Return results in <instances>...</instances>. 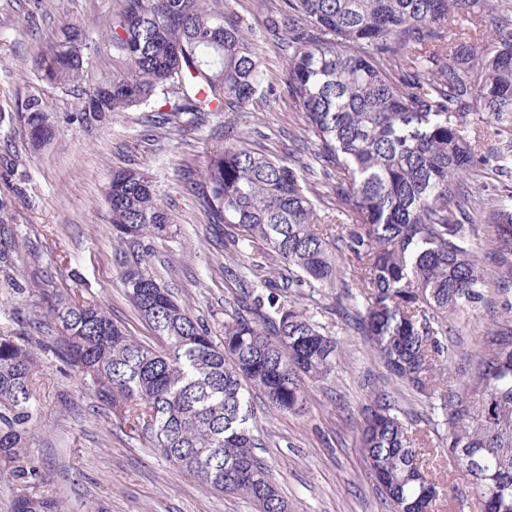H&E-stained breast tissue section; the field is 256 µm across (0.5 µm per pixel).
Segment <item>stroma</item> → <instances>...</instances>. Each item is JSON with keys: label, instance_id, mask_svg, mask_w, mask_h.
Segmentation results:
<instances>
[{"label": "stroma", "instance_id": "35a3bbf8", "mask_svg": "<svg viewBox=\"0 0 512 512\" xmlns=\"http://www.w3.org/2000/svg\"><path fill=\"white\" fill-rule=\"evenodd\" d=\"M249 24V36L262 49L264 79L251 103L212 116L204 126L158 137L139 109L115 116L104 130L89 135L68 131L46 150L29 148L23 128L0 125V197L12 203V218L0 224V248L9 252L14 284L38 280L46 291H68L98 302L139 339L153 341L127 300L113 256L104 194L114 171L145 168L171 200L178 237L155 240L153 262L178 302L209 328L224 335V319L236 291L224 278L230 259L211 245L213 227L181 175L202 173L210 155L238 132L250 130L252 145L275 153L287 150L301 120L284 89V60L266 37L253 0H231ZM111 0H0V113L18 111L26 84L35 80V58L64 20L97 31ZM0 283V324L24 326L42 343L54 333L39 297L13 293ZM330 298L302 300L310 315L344 343V360L329 379L309 384L305 410L286 414L255 405L258 454L269 466L289 512H389L357 446V421L371 402L372 386L395 390L401 409L423 410L375 358L369 342L325 311ZM512 320V301L485 292L474 314L455 321L447 366L455 387L480 353L486 328ZM40 425L31 454L42 483L33 496L56 499L61 512H254L245 499L214 494L192 473L176 468L129 430L116 427L111 408L48 351L39 352L34 375ZM440 483L439 512H479L476 500L453 462L434 464Z\"/></svg>", "mask_w": 512, "mask_h": 512}]
</instances>
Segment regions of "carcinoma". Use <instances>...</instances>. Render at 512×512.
Returning <instances> with one entry per match:
<instances>
[{
    "label": "carcinoma",
    "instance_id": "1",
    "mask_svg": "<svg viewBox=\"0 0 512 512\" xmlns=\"http://www.w3.org/2000/svg\"><path fill=\"white\" fill-rule=\"evenodd\" d=\"M507 0H258L285 61L288 98L302 121L288 155L256 151L248 136L213 155L204 176H182L221 231L218 245L248 271L215 343L154 270L152 242L172 239V205L144 168L116 172L105 202L115 261L138 317L166 344L131 336L95 302L30 288L57 331L49 346L98 401L207 489L256 512H287L250 421L260 394L299 413L305 383L334 374L342 341L298 306L316 294L365 336L379 360L423 399L434 435L414 433L390 392H373L358 444L392 512H433L429 458L464 456L481 512H512V321L482 337L462 390L445 367L451 321L483 290L512 289V186L474 193L462 176L512 163V15ZM473 28L449 36L457 17ZM489 25L493 37L480 41ZM112 60V74L89 75ZM20 112L41 150L67 130L98 132L150 107L155 129H186L242 108L263 80L261 53L223 0H112L97 39L62 22L36 63ZM47 84L78 97L54 112ZM480 112L484 125L471 127ZM329 189V203L310 184ZM491 228L487 276L472 224ZM279 272L280 281L267 278ZM344 288L345 297L336 295ZM39 343L0 326V463L22 490L41 479L28 442L40 421L32 382ZM51 497L17 498L16 512H58Z\"/></svg>",
    "mask_w": 512,
    "mask_h": 512
}]
</instances>
